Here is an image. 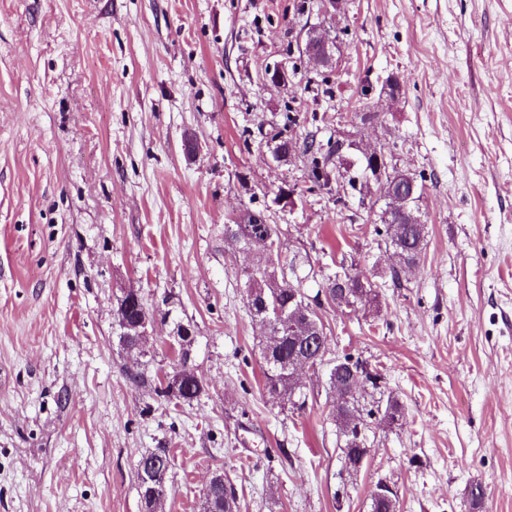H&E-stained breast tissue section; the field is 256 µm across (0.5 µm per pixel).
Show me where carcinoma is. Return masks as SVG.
I'll return each instance as SVG.
<instances>
[{
  "label": "carcinoma",
  "mask_w": 512,
  "mask_h": 512,
  "mask_svg": "<svg viewBox=\"0 0 512 512\" xmlns=\"http://www.w3.org/2000/svg\"><path fill=\"white\" fill-rule=\"evenodd\" d=\"M270 143L276 161H288V153L302 156L307 161L308 180L314 188L326 189L329 174L336 167V161L342 160L344 154L351 150V144L336 140L333 144L323 145L316 137L310 135L299 141L288 134V130L274 134ZM425 189V176L419 175L415 189H400V184L376 186L367 190L366 195L384 202L379 214L380 223L374 225V232L382 238L387 248L398 251L401 259L397 264L383 271L393 285H402L422 262L423 250L428 236L427 224H411L407 215L421 214L419 201ZM255 240H263L267 245L253 258L252 262L241 269L240 276L245 279L246 299L250 314L260 327L263 335L261 341L263 390L269 398L281 406L292 410H305L308 396L297 388L289 374L288 365L295 356L313 346L315 349L329 350V336L324 331V323L319 311L311 320L300 318L288 319V314L296 309L298 301L294 300L297 286L288 281L287 265L275 262L274 257L281 256V238L278 225L267 222L261 212L246 211L233 224L224 225V242L235 248H246ZM347 290L355 297L365 296L362 308L378 309V294L371 283L361 273H345L328 278L322 292L336 297V290ZM149 309L144 307L141 291L128 288L119 299L117 318L125 321L126 340L136 345L135 352L146 353L149 337L140 335L141 321ZM360 358L346 353L339 358L328 357L323 370L326 372V384L332 386V380L341 379L337 390L333 391L331 416L338 428L343 442V453L350 459H357L366 452L370 444L366 431L369 419L387 426L396 425L404 418V407L394 396L382 398V385L372 383L371 390L353 394L348 382L350 370L358 369ZM205 391L202 380L189 366L179 375L165 376L158 381L154 393L168 402L191 403ZM380 398H375L374 394ZM170 467V458L163 448L141 457L137 470V485L140 499L144 502L150 498V485L145 477L154 470H166ZM205 512H236V495L234 488L221 479L209 488L203 503Z\"/></svg>",
  "instance_id": "obj_1"
}]
</instances>
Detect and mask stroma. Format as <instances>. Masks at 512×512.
Returning a JSON list of instances; mask_svg holds the SVG:
<instances>
[{
    "mask_svg": "<svg viewBox=\"0 0 512 512\" xmlns=\"http://www.w3.org/2000/svg\"><path fill=\"white\" fill-rule=\"evenodd\" d=\"M319 2L0 0V512H143L137 466L158 448L164 512H202L218 471L237 512H370L381 481L399 512H512V0ZM313 28L338 39L318 90L298 52ZM280 64L296 78L262 80ZM392 75L404 95L380 101ZM290 114L298 137L426 174L427 247L403 287L378 276L366 210L273 158ZM282 187L295 194L274 204ZM247 209L279 225L308 295L328 274L377 283L378 309L322 313L332 353L384 368L405 409L373 424L358 473L323 381L303 375L300 413L263 391L250 258L224 242ZM127 288L158 316L144 357L116 336ZM177 320L205 391L174 405L126 372H172Z\"/></svg>",
    "mask_w": 512,
    "mask_h": 512,
    "instance_id": "35a3bbf8",
    "label": "stroma"
}]
</instances>
